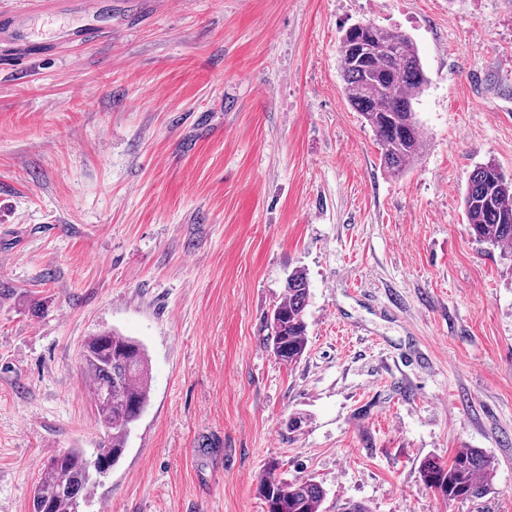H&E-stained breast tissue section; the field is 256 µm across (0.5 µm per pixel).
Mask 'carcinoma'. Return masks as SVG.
Returning <instances> with one entry per match:
<instances>
[{"label":"carcinoma","mask_w":512,"mask_h":512,"mask_svg":"<svg viewBox=\"0 0 512 512\" xmlns=\"http://www.w3.org/2000/svg\"><path fill=\"white\" fill-rule=\"evenodd\" d=\"M339 66L349 105L361 114L381 147V163L398 175L409 169L425 149L414 101L428 78L418 48L400 30L371 22L348 28L340 39ZM468 228L475 241L493 247L512 246V178L487 162L470 173L462 197ZM309 299L306 275L296 270L273 312V354L288 365L298 363L307 349L305 309ZM82 364L93 392L96 422L103 430V448L117 462L125 451L133 424L150 401V372L143 346L115 331L88 337ZM81 449L54 452L45 461L33 498L49 500L54 512H74L84 502L92 481L77 460ZM494 462L478 448H460L444 463L428 457L420 476L444 502L474 500L487 491ZM258 495L266 512H322L326 492L312 478L285 482L259 481Z\"/></svg>","instance_id":"cac0c4a2"}]
</instances>
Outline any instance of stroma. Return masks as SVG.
<instances>
[{
    "mask_svg": "<svg viewBox=\"0 0 512 512\" xmlns=\"http://www.w3.org/2000/svg\"><path fill=\"white\" fill-rule=\"evenodd\" d=\"M361 21L429 78L398 176L343 92ZM488 161L512 177V0H0V512L98 447L80 351L109 329L150 403L84 512H265L269 472L323 512H512V249L462 207ZM460 448L495 469L447 504L419 466ZM308 299L307 277L296 270L288 276L283 296L273 312V354L288 366L298 363L307 349L305 309Z\"/></svg>",
    "mask_w": 512,
    "mask_h": 512,
    "instance_id": "1",
    "label": "stroma"
}]
</instances>
